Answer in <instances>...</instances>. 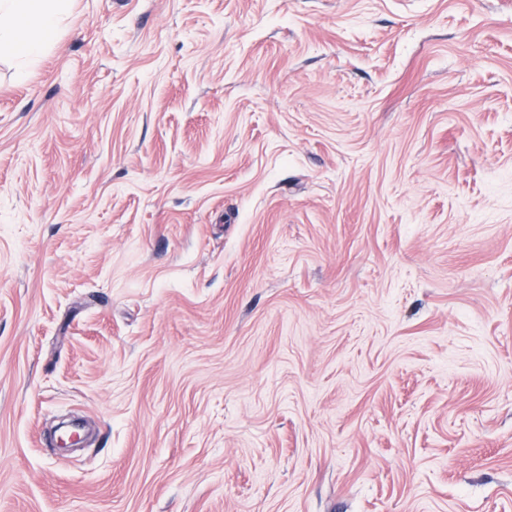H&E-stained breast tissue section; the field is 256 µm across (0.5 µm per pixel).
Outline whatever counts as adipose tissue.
I'll return each instance as SVG.
<instances>
[{"label": "adipose tissue", "mask_w": 512, "mask_h": 512, "mask_svg": "<svg viewBox=\"0 0 512 512\" xmlns=\"http://www.w3.org/2000/svg\"><path fill=\"white\" fill-rule=\"evenodd\" d=\"M66 0H0V51L28 63L57 34Z\"/></svg>", "instance_id": "1"}]
</instances>
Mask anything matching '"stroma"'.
Wrapping results in <instances>:
<instances>
[{
  "label": "stroma",
  "mask_w": 512,
  "mask_h": 512,
  "mask_svg": "<svg viewBox=\"0 0 512 512\" xmlns=\"http://www.w3.org/2000/svg\"><path fill=\"white\" fill-rule=\"evenodd\" d=\"M0 222V512H512V0H73Z\"/></svg>",
  "instance_id": "1"
}]
</instances>
